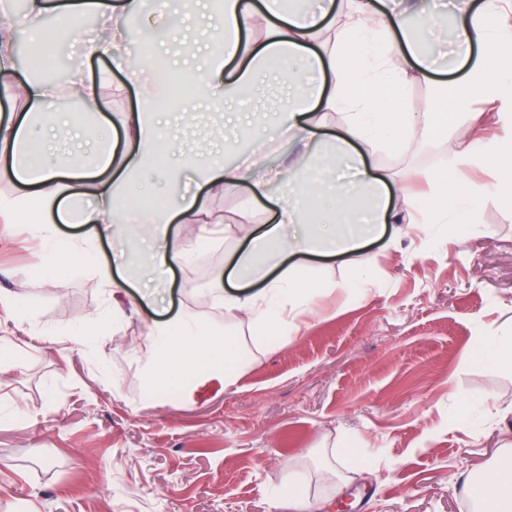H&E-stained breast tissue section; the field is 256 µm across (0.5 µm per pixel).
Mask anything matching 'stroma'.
Masks as SVG:
<instances>
[{
    "label": "stroma",
    "mask_w": 512,
    "mask_h": 512,
    "mask_svg": "<svg viewBox=\"0 0 512 512\" xmlns=\"http://www.w3.org/2000/svg\"><path fill=\"white\" fill-rule=\"evenodd\" d=\"M56 23L81 32L69 58L92 74L108 68L83 53L102 31L95 16L41 19ZM165 32L158 45L177 59L184 36L204 50L216 30L194 12ZM287 94L268 75L243 101L245 132L264 138L272 102ZM164 115L176 153L204 130L234 161L240 135L226 134L201 91ZM363 154L390 178L395 220L357 255H294L322 286L288 334L264 344L248 320L228 323L209 307L212 277L190 266L175 269L156 310L128 314L92 352L64 348L60 338L107 313L106 292L87 270L47 267L26 225L0 223V290L20 301L0 306V339L17 349L0 363V512H289L275 500L294 483L316 512L340 500L348 512H475L464 478L494 469L512 439V370L492 367L486 344L512 336V203L498 173L473 166L468 180L488 187L479 224L430 229L420 211L445 144L410 125L397 149ZM208 205L225 223L247 211L257 225L274 207L235 185ZM166 307L235 336L246 356L236 386L144 396L146 333ZM462 401L487 408L488 422L449 424Z\"/></svg>",
    "instance_id": "obj_1"
}]
</instances>
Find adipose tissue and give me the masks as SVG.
Instances as JSON below:
<instances>
[{
  "label": "adipose tissue",
  "instance_id": "ef3b65f1",
  "mask_svg": "<svg viewBox=\"0 0 512 512\" xmlns=\"http://www.w3.org/2000/svg\"><path fill=\"white\" fill-rule=\"evenodd\" d=\"M463 2L451 15L452 38L460 50L453 64L460 76L439 84L436 96L409 115L395 106L406 95L408 79L428 84L437 71L438 17L424 0H321L316 11L292 0H223L221 48L212 52L208 70L197 81L214 106L229 107L228 125L249 124L248 113L231 106L243 90L260 86L267 69L275 66L290 90L280 106L277 138L310 141L321 115L343 111L347 117L328 141L327 152L302 153L292 176L268 167L257 147L234 164L211 153L202 169L192 172L206 196L182 194L141 210L135 202L146 187L174 177L171 168L157 162L162 119L153 109L156 85L131 67L127 56L129 22L150 12L155 0H28L23 17L11 15L0 22V97L17 110L15 119L0 124V184L13 187L12 193H0V222L27 224L50 263H90L109 294L108 321L115 326L128 311L152 306L157 285L209 242L248 239V247L226 271L228 289H213L215 303L226 320L247 318L261 340L287 334L290 313L303 309L319 283L306 268L285 264V255L358 253L366 240L381 236L389 220L387 180L366 167L358 144L396 147L399 131L408 124L449 142L446 164L431 175L435 194L422 210V222L478 223L483 191L463 171L473 165L496 168L512 155V10L502 0ZM50 10L73 18L92 14L105 27L107 38L88 41L85 55L108 58L111 70L90 78L77 65L66 85L77 92L84 111L94 113L104 86H111L118 99L125 98L128 86L137 87L139 105L118 118L125 146L102 141L99 128L60 111L58 87L16 78V34ZM340 10L345 22L339 27L334 19ZM259 18L264 34L256 39L252 32ZM327 32L337 38L324 52L318 44ZM116 70L124 73L125 82H113ZM482 96L497 107L506 136L483 137L481 115L470 109L472 100ZM463 118L472 137L453 140ZM238 184L256 200L281 186L270 224L257 229L246 221L233 225L214 217L207 195ZM140 222L152 224L151 241L125 248L130 225ZM175 223L199 225L197 240L173 234ZM62 224L88 225L92 234L65 238L58 232ZM100 239L121 242L113 264H91L88 245ZM147 346L142 373L154 392L203 372L226 388L240 376L231 337L188 314L154 327ZM469 491L483 512H512V465L498 467Z\"/></svg>",
  "mask_w": 512,
  "mask_h": 512
}]
</instances>
